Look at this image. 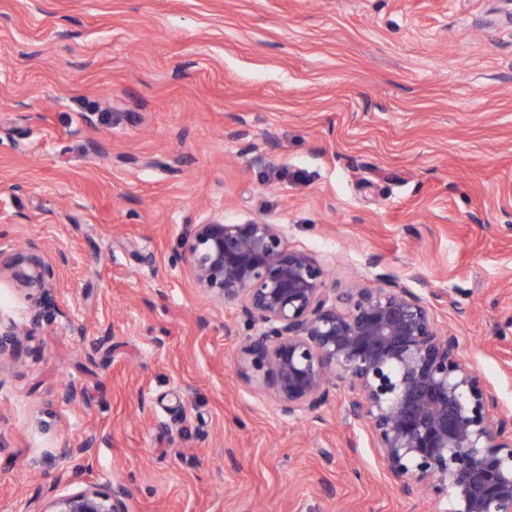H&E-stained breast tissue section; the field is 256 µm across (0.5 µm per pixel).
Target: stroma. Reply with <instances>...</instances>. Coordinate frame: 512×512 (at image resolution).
I'll list each match as a JSON object with an SVG mask.
<instances>
[{
    "instance_id": "1",
    "label": "stroma",
    "mask_w": 512,
    "mask_h": 512,
    "mask_svg": "<svg viewBox=\"0 0 512 512\" xmlns=\"http://www.w3.org/2000/svg\"><path fill=\"white\" fill-rule=\"evenodd\" d=\"M215 217L405 283L512 417V6L0 0V241L60 269L37 324L0 277V512H433L336 398L246 377L257 324L178 256ZM22 333L12 321H4L0 318V357L12 355L18 349ZM50 512H125V509L116 496L87 490L58 499Z\"/></svg>"
}]
</instances>
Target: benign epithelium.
<instances>
[{"label": "benign epithelium", "mask_w": 512, "mask_h": 512, "mask_svg": "<svg viewBox=\"0 0 512 512\" xmlns=\"http://www.w3.org/2000/svg\"><path fill=\"white\" fill-rule=\"evenodd\" d=\"M180 245L211 300L260 324L243 348L245 370L272 388L282 414H317L334 390L344 422L368 429L401 496L424 492L435 512H512V420L424 298L382 275L377 287L336 293L323 264L289 247L277 224L212 218L184 225ZM36 251L0 247V273L31 295L35 321L59 277ZM21 336L0 318V357ZM52 512L125 509L87 490Z\"/></svg>", "instance_id": "7a95c632"}]
</instances>
